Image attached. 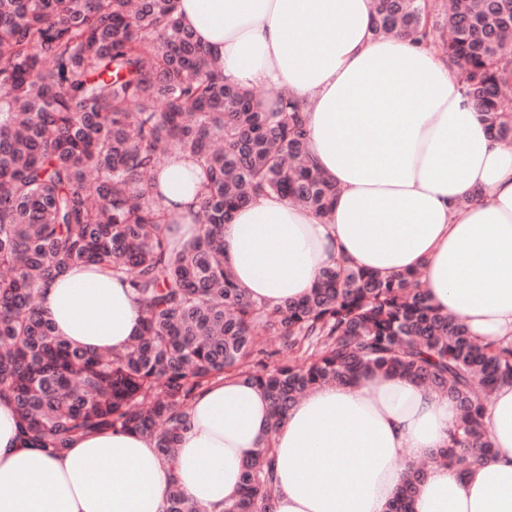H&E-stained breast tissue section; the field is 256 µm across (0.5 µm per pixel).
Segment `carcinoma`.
I'll use <instances>...</instances> for the list:
<instances>
[{
    "instance_id": "1",
    "label": "carcinoma",
    "mask_w": 512,
    "mask_h": 512,
    "mask_svg": "<svg viewBox=\"0 0 512 512\" xmlns=\"http://www.w3.org/2000/svg\"><path fill=\"white\" fill-rule=\"evenodd\" d=\"M177 0H0V397L20 435L58 455L78 436L134 430L175 458L188 411L218 378L258 385L267 434L224 512H274V436L313 389L364 371L448 397L459 419L432 461L465 471L491 451L485 403L512 383V343L480 341L433 306L417 272L381 276L341 256L300 300L251 298L224 265L223 226L259 195L325 218L339 187L311 160L304 109L265 111L224 80ZM376 37L409 35L461 75L488 133L512 144V0H373ZM189 153L206 192L186 241L153 192L168 152ZM126 279L144 311L122 351L88 352L55 333L41 286L73 266ZM301 354L288 363L281 354ZM427 464L387 512H410ZM164 512H200L176 480Z\"/></svg>"
}]
</instances>
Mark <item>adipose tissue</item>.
<instances>
[{
    "label": "adipose tissue",
    "instance_id": "adipose-tissue-1",
    "mask_svg": "<svg viewBox=\"0 0 512 512\" xmlns=\"http://www.w3.org/2000/svg\"><path fill=\"white\" fill-rule=\"evenodd\" d=\"M183 23L236 84L284 86L304 104L317 167L340 188L328 219L269 193L224 226V262L250 296L309 292L346 256L389 275L419 270L433 305L481 340H512V148L490 138L455 73L407 36L372 34L373 0H179ZM164 208L190 222L205 187L196 157L156 174ZM478 189L482 198L458 201ZM56 331L94 351L125 348L144 313L128 284L95 265L44 285ZM451 400L409 378L364 372L297 402L275 436V512H386L409 465L446 446ZM269 420L262 391L236 378L193 400L175 465L129 431L76 438L52 456L19 434L0 399V512H163L170 479L201 512H223ZM493 451L459 475L433 467L412 512H512V385L491 398Z\"/></svg>",
    "mask_w": 512,
    "mask_h": 512
}]
</instances>
